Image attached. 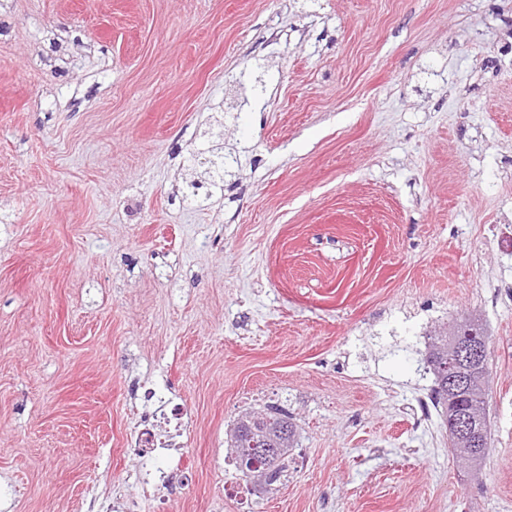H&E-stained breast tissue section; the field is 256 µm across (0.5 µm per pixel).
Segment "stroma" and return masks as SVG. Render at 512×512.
Wrapping results in <instances>:
<instances>
[{
	"mask_svg": "<svg viewBox=\"0 0 512 512\" xmlns=\"http://www.w3.org/2000/svg\"><path fill=\"white\" fill-rule=\"evenodd\" d=\"M467 316L478 479L414 423ZM0 512H512V0H0ZM486 383L487 382L484 381L481 377L476 376L470 383L467 393L463 392L464 395H468V398L464 397L463 400L467 405V409L469 410L470 414L473 417L482 420L485 427H487L488 424V415L485 401ZM258 413L260 412H250L243 416L236 424L233 432L234 444L232 445V447L234 448V459L236 466L240 469V471L243 474L245 473V470L250 472V469L248 468L247 465L245 466V468L240 466L242 452L239 448H248L247 446H245L246 442L244 441V439L241 438V435L238 434V431L241 430V427L243 425H250L253 429L259 431L266 439H268L270 444L274 445V447L271 448H250L248 453L250 456H255L261 459V461H266L267 463L268 461H270V463H268L267 465L271 467L272 470L276 469L275 464L277 463V460H273V458H276L283 448H293V442L295 441V428L293 438L288 440V444H283L281 442V436L277 434V430L272 425H266V423H264L263 421L257 422Z\"/></svg>",
	"mask_w": 512,
	"mask_h": 512,
	"instance_id": "35a3bbf8",
	"label": "stroma"
}]
</instances>
